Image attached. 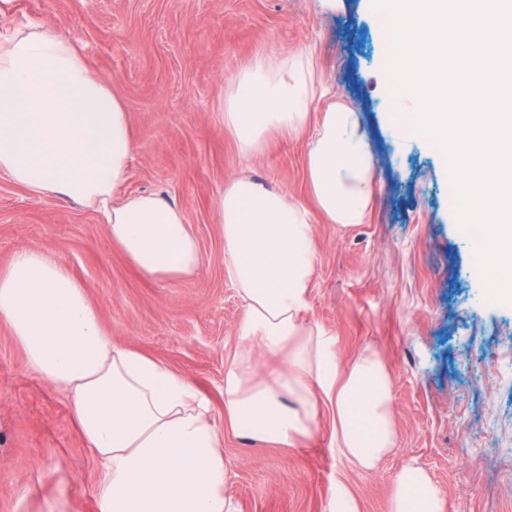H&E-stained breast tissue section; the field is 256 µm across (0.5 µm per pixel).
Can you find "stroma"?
Here are the masks:
<instances>
[{"mask_svg": "<svg viewBox=\"0 0 512 512\" xmlns=\"http://www.w3.org/2000/svg\"><path fill=\"white\" fill-rule=\"evenodd\" d=\"M34 24L61 29L110 78L136 144L125 190L178 207L200 262L180 279L144 278L98 212L0 174V267L48 250L85 285L113 340L191 381L224 430L238 512H328L340 483L360 512H389L407 463L439 486L446 512H512V307L487 297L440 157L420 135L393 142L377 78L388 46L370 0H0V41ZM270 54L314 56L319 80L357 108L374 152L366 223L343 228L317 210L305 169L312 128L269 132L254 158L225 128L233 78ZM242 173L311 212L304 320L333 335L340 364L369 346L391 375L396 445L376 469L336 455L328 409L297 447L248 439L224 417L243 306L224 276L215 202ZM99 477L65 392L0 325V512H97Z\"/></svg>", "mask_w": 512, "mask_h": 512, "instance_id": "1", "label": "stroma"}]
</instances>
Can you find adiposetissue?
<instances>
[{
  "label": "adipose tissue",
  "instance_id": "ef3b65f1",
  "mask_svg": "<svg viewBox=\"0 0 512 512\" xmlns=\"http://www.w3.org/2000/svg\"><path fill=\"white\" fill-rule=\"evenodd\" d=\"M312 57L256 59L234 78L224 125L248 158L268 132L313 125L306 169L319 211L343 227L365 223L374 163L353 105L329 101ZM327 99L310 120L314 99ZM135 141L123 103L56 27L13 34L0 53V173L35 195L93 207L113 245L148 279H178L199 264L183 213L162 195L124 194ZM224 275L244 307L224 370V412L251 440L294 446L318 430L352 466L374 469L394 445L392 383L379 355L340 365L335 340L303 319L315 273L308 210L252 178L231 180L215 203ZM0 324L29 366L67 395L79 434L101 466L98 512H237L224 432L183 374L112 338L84 285L41 248L0 269ZM279 356L266 374L259 354ZM390 512H446L414 465L396 477Z\"/></svg>",
  "mask_w": 512,
  "mask_h": 512
}]
</instances>
